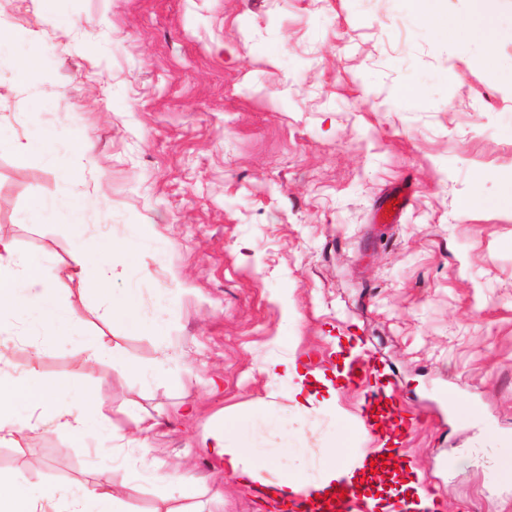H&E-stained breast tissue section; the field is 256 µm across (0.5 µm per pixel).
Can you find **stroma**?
I'll use <instances>...</instances> for the list:
<instances>
[{"instance_id":"stroma-1","label":"stroma","mask_w":512,"mask_h":512,"mask_svg":"<svg viewBox=\"0 0 512 512\" xmlns=\"http://www.w3.org/2000/svg\"><path fill=\"white\" fill-rule=\"evenodd\" d=\"M442 5L456 26L439 33L410 0H49L44 15L6 0L0 141H47L25 161L0 150V236L143 368L84 363L76 337L41 338L32 358L35 328L15 315L10 372L37 364L92 388L110 426L134 409L155 428L124 458L103 432L30 433L0 443V473L66 493L137 471L126 512H166L149 479L163 460L190 468L195 512H266L205 435L262 406L287 421L276 455L299 476L325 447L363 454L370 387L339 376L363 356L396 384L388 430L418 417L400 476L439 512H512V13L488 43L462 32L473 0ZM33 52L39 74L20 81ZM82 179L99 187L88 234L150 238L130 259L141 275L115 286L137 321L108 318L69 274ZM397 186L399 223H377ZM289 349L313 357L335 408H297L267 374Z\"/></svg>"}]
</instances>
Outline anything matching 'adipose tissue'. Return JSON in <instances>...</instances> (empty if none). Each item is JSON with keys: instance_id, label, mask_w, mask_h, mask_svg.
<instances>
[{"instance_id": "obj_1", "label": "adipose tissue", "mask_w": 512, "mask_h": 512, "mask_svg": "<svg viewBox=\"0 0 512 512\" xmlns=\"http://www.w3.org/2000/svg\"><path fill=\"white\" fill-rule=\"evenodd\" d=\"M131 241H115L112 253L105 257L91 254L85 246H76L74 272L90 289L109 287L129 276L128 266L114 262L113 252L131 250ZM26 315L38 329L51 336L80 334L83 318L79 309L56 299L55 289L47 278L39 259L21 253L13 240L0 237V315ZM20 395L31 408L25 425L12 422L9 403ZM97 400L78 384L39 382L27 384L24 379L8 381L0 376V441L22 431L67 432L88 436L101 430L102 424L92 410ZM255 436L242 440L232 423H224L209 435L211 447L220 449L224 457V474L241 485L258 488L265 498L287 501L295 496L314 499L315 495L337 491L347 483L365 491L361 471L364 460L345 456L337 460L328 452L313 478H301L286 464L270 465L262 460L263 448H284L288 430L281 421L257 410L250 419ZM137 489L136 482L123 485L98 482L82 486L66 496H58L51 487L32 493L14 478L0 476V512H124L123 504Z\"/></svg>"}]
</instances>
